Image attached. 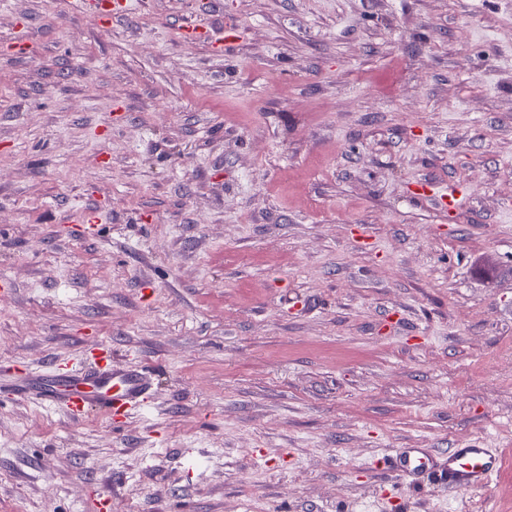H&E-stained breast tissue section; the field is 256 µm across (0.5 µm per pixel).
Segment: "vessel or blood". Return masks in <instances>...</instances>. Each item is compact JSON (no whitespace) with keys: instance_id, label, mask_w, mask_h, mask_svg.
Segmentation results:
<instances>
[{"instance_id":"1","label":"vessel or blood","mask_w":512,"mask_h":512,"mask_svg":"<svg viewBox=\"0 0 512 512\" xmlns=\"http://www.w3.org/2000/svg\"><path fill=\"white\" fill-rule=\"evenodd\" d=\"M5 388L16 398H34L78 418L96 411L103 414L144 408L150 394L149 373L144 366L113 367L111 361L83 367L51 364L43 370L27 369L6 380ZM392 471L418 479L435 476L454 490L484 486L501 467L492 448H452L432 458L418 448H403L387 457Z\"/></svg>"}]
</instances>
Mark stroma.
I'll list each match as a JSON object with an SVG mask.
<instances>
[{"label": "stroma", "mask_w": 512, "mask_h": 512, "mask_svg": "<svg viewBox=\"0 0 512 512\" xmlns=\"http://www.w3.org/2000/svg\"><path fill=\"white\" fill-rule=\"evenodd\" d=\"M127 2L0 0V371L153 379L0 391V512H512V0ZM0 378V391H1ZM18 399L34 398L65 411L72 418L89 412L112 416V411L143 409L151 394L149 373L142 365L114 368L112 361L83 367L25 369L2 385ZM392 471L419 480L433 474L454 490H471L484 486L501 467L502 459L493 448H451L433 461L420 448H403L386 458Z\"/></svg>", "instance_id": "obj_1"}]
</instances>
